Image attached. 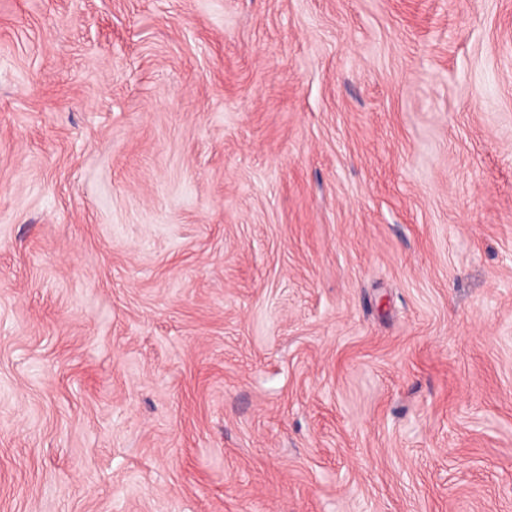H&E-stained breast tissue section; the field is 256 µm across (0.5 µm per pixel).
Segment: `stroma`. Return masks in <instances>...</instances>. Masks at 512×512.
Segmentation results:
<instances>
[{
    "instance_id": "stroma-1",
    "label": "stroma",
    "mask_w": 512,
    "mask_h": 512,
    "mask_svg": "<svg viewBox=\"0 0 512 512\" xmlns=\"http://www.w3.org/2000/svg\"><path fill=\"white\" fill-rule=\"evenodd\" d=\"M0 512H512V0H0Z\"/></svg>"
}]
</instances>
